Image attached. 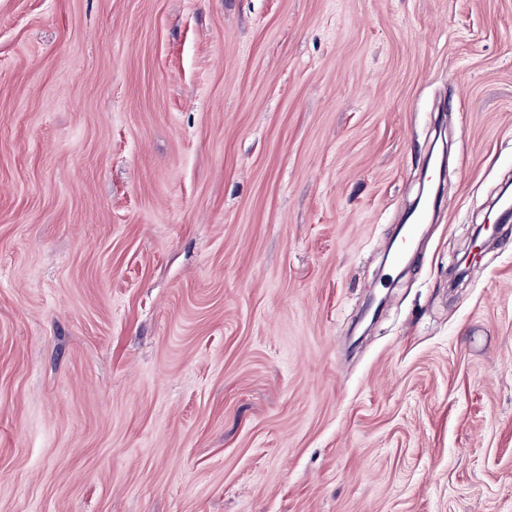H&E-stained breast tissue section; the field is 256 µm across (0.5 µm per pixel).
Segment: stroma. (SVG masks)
<instances>
[{
  "mask_svg": "<svg viewBox=\"0 0 512 512\" xmlns=\"http://www.w3.org/2000/svg\"><path fill=\"white\" fill-rule=\"evenodd\" d=\"M512 0H0V512H512Z\"/></svg>",
  "mask_w": 512,
  "mask_h": 512,
  "instance_id": "1",
  "label": "stroma"
}]
</instances>
